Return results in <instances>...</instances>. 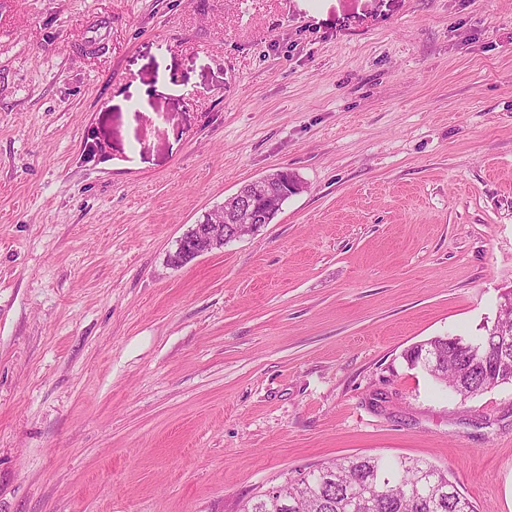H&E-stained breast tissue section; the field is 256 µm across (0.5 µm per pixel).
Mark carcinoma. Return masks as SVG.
<instances>
[{"instance_id":"cac0c4a2","label":"carcinoma","mask_w":512,"mask_h":512,"mask_svg":"<svg viewBox=\"0 0 512 512\" xmlns=\"http://www.w3.org/2000/svg\"><path fill=\"white\" fill-rule=\"evenodd\" d=\"M474 355L436 336L406 353L410 367L432 375L461 400L507 384L500 369L512 370V346L486 334L469 341ZM244 512H476L446 473L417 459L386 460L361 455L335 459L265 493Z\"/></svg>"}]
</instances>
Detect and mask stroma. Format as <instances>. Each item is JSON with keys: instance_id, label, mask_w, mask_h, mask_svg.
Listing matches in <instances>:
<instances>
[{"instance_id": "stroma-1", "label": "stroma", "mask_w": 512, "mask_h": 512, "mask_svg": "<svg viewBox=\"0 0 512 512\" xmlns=\"http://www.w3.org/2000/svg\"><path fill=\"white\" fill-rule=\"evenodd\" d=\"M510 288L512 0H0V512H243L356 454L512 512V386L405 361ZM289 186L295 190V185L288 181V177L285 183L279 181L278 178H260L248 183L244 191L240 189L228 198L236 202V207L226 211L228 222H235V224L224 223L223 205L212 213L213 215L219 214L218 218L213 217L209 224H203L208 221L209 215H207L200 221V224H194L180 237L177 241V252L181 250V255H185L188 259H194L202 253L223 249L224 246L236 241L242 236V224H236L239 211H246L249 221L247 227L250 232L268 224L271 214L269 211L272 206L274 205V208L278 209L281 201L293 194L289 191ZM259 198L264 200V205L260 207L254 203L255 199Z\"/></svg>"}]
</instances>
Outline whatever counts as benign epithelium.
I'll list each match as a JSON object with an SVG mask.
<instances>
[{
  "mask_svg": "<svg viewBox=\"0 0 512 512\" xmlns=\"http://www.w3.org/2000/svg\"><path fill=\"white\" fill-rule=\"evenodd\" d=\"M293 183H285L276 178H260L247 184L230 197L236 206L224 210L219 208L217 218H211L207 224L193 225L177 241V250L190 259L212 251L222 249L242 236L241 225L237 224L238 212L246 211L249 230L254 231L268 223L271 208H279L283 199L292 195L289 187Z\"/></svg>",
  "mask_w": 512,
  "mask_h": 512,
  "instance_id": "7a95c632",
  "label": "benign epithelium"
}]
</instances>
